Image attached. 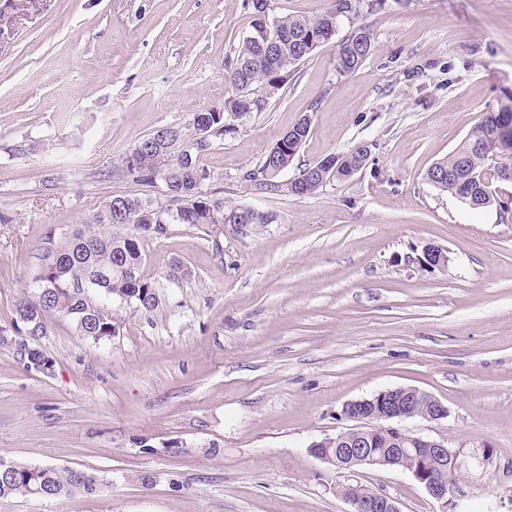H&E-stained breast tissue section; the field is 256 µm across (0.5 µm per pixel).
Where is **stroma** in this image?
<instances>
[{"instance_id": "obj_1", "label": "stroma", "mask_w": 512, "mask_h": 512, "mask_svg": "<svg viewBox=\"0 0 512 512\" xmlns=\"http://www.w3.org/2000/svg\"><path fill=\"white\" fill-rule=\"evenodd\" d=\"M253 19L246 0H0V459L105 481L0 512H349L347 482L401 512H512V212L426 179L512 95V0H378L357 20L373 52L351 74L336 62L343 22L200 156L202 196L276 223L171 225L145 246L159 312L114 308L120 330L99 341L51 317L36 346L52 370L17 356L36 245L112 194L156 195L124 179L122 157L223 103ZM304 116L301 162L365 145L366 167L302 197L243 181ZM431 245L446 266L422 265ZM173 263L190 279L168 280ZM396 387L448 407L404 428L469 454L447 502L402 470L341 474L309 452L352 428L348 401Z\"/></svg>"}]
</instances>
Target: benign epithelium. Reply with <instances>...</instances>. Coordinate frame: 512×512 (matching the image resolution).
<instances>
[{
  "label": "benign epithelium",
  "instance_id": "obj_1",
  "mask_svg": "<svg viewBox=\"0 0 512 512\" xmlns=\"http://www.w3.org/2000/svg\"><path fill=\"white\" fill-rule=\"evenodd\" d=\"M343 414L359 426L338 433L334 439L312 442V456L339 471L351 472L360 466L396 467L408 472L434 499L448 500L454 480L448 468L462 465L467 456L464 446L452 447L441 435L424 436L400 426V422L413 417L441 422L448 416L442 400L415 387H397L350 401ZM375 434L390 436L393 447H372L369 437ZM338 494L351 505V512H401L394 499L368 488L357 493L351 483L339 486Z\"/></svg>",
  "mask_w": 512,
  "mask_h": 512
}]
</instances>
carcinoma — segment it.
Instances as JSON below:
<instances>
[{"instance_id":"1","label":"carcinoma","mask_w":512,"mask_h":512,"mask_svg":"<svg viewBox=\"0 0 512 512\" xmlns=\"http://www.w3.org/2000/svg\"><path fill=\"white\" fill-rule=\"evenodd\" d=\"M251 4L254 13H268L271 29L287 38L273 40L263 25L253 20L251 30L227 61V96L222 105L209 108L207 126L191 122L172 132L182 148L178 154L160 148V133L155 131L122 158L123 167L131 159L135 162L124 177L135 184L152 185L157 178L166 182V199L160 202L151 196L118 193L106 201L92 222L67 233L51 229L45 234L37 246V273L29 291L15 305L16 321L28 319L25 329H34L33 335L45 334V320L57 316L73 323L81 335L99 341L119 332L111 304L135 311L155 310L156 285L142 274L144 245L166 236L173 224L212 229L226 223H275L276 215L271 212L199 195L198 185L207 172L198 157L230 132L224 126L227 116L265 111L299 65L332 40L341 21L359 16L363 0H330L325 11L312 17L273 14L270 0H251ZM372 42L369 27L353 28L340 44L338 69L343 73L358 70L371 54ZM310 128L309 117L300 119L243 180L260 179L278 192L304 196L333 178H349L364 167L368 152L358 146L342 157L334 172L313 162L299 169L293 180H282L298 159ZM508 164L512 166V105L504 104L496 112L485 113L448 158L428 170L427 179L469 207L484 208L495 202L486 181L493 177L495 167ZM37 481L43 483L47 498L73 492L91 495L100 489L98 476L83 469L17 463L9 481L0 482V499L29 495Z\"/></svg>"}]
</instances>
